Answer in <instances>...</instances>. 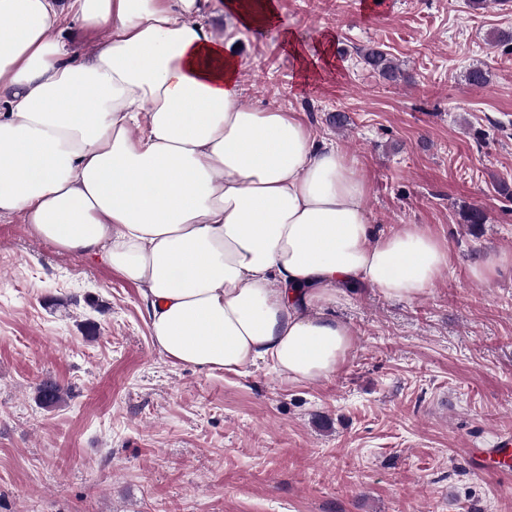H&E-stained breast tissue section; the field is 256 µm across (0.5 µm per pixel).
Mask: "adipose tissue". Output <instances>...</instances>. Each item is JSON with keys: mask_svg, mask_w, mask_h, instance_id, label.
<instances>
[{"mask_svg": "<svg viewBox=\"0 0 512 512\" xmlns=\"http://www.w3.org/2000/svg\"><path fill=\"white\" fill-rule=\"evenodd\" d=\"M270 29L301 86L336 68L334 30L308 46L279 0H0V219L139 288L172 363L314 383L352 348L337 305L423 296L448 249L380 230L340 147L244 105L232 35Z\"/></svg>", "mask_w": 512, "mask_h": 512, "instance_id": "adipose-tissue-1", "label": "adipose tissue"}]
</instances>
